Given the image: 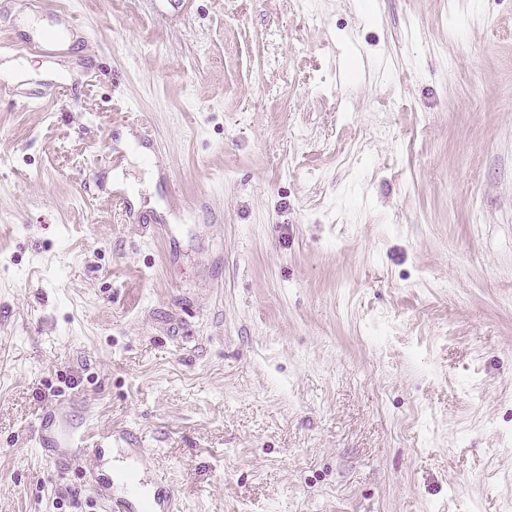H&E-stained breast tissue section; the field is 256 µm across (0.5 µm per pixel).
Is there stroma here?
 Returning <instances> with one entry per match:
<instances>
[{
	"label": "stroma",
	"instance_id": "1",
	"mask_svg": "<svg viewBox=\"0 0 512 512\" xmlns=\"http://www.w3.org/2000/svg\"><path fill=\"white\" fill-rule=\"evenodd\" d=\"M68 2L0 97V512H112L42 422L179 512H512V0ZM37 433L38 441L42 445L47 446L49 443H53L56 446H60L61 444H63L64 447L66 448H72L73 445L76 446V448H73L71 453L70 460L72 461L80 460L82 457L91 454L100 458L101 456L105 455L106 451H112V448H103V444H101L100 448H78L81 447L83 434L77 431L70 433L67 437L63 439L62 442H58L59 444L57 443V441H59L60 439L56 441L54 437L48 436L46 426L43 423H41L37 428Z\"/></svg>",
	"mask_w": 512,
	"mask_h": 512
}]
</instances>
